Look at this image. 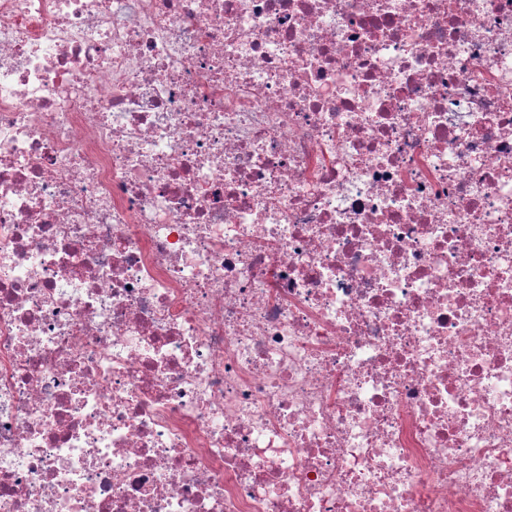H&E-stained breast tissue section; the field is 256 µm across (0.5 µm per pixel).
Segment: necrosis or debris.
Segmentation results:
<instances>
[{"instance_id": "obj_1", "label": "necrosis or debris", "mask_w": 512, "mask_h": 512, "mask_svg": "<svg viewBox=\"0 0 512 512\" xmlns=\"http://www.w3.org/2000/svg\"><path fill=\"white\" fill-rule=\"evenodd\" d=\"M0 512H512V0H0Z\"/></svg>"}]
</instances>
